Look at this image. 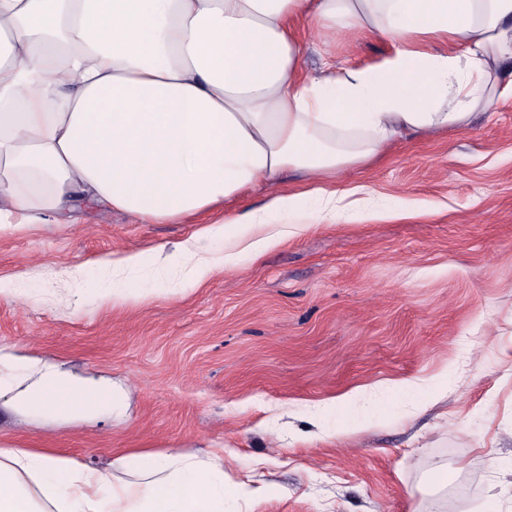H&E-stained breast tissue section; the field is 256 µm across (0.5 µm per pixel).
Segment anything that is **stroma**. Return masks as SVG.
I'll return each mask as SVG.
<instances>
[{
    "mask_svg": "<svg viewBox=\"0 0 512 512\" xmlns=\"http://www.w3.org/2000/svg\"><path fill=\"white\" fill-rule=\"evenodd\" d=\"M305 68L372 63L359 29ZM335 219L303 201L262 258L195 224L87 211L73 224L0 228V350L106 380L120 405L40 418L0 395V445L104 468L128 448H225L229 512H512V97L464 129L390 144L336 179ZM193 241L213 261L110 273L97 260ZM105 288L145 300L98 303Z\"/></svg>",
    "mask_w": 512,
    "mask_h": 512,
    "instance_id": "stroma-1",
    "label": "stroma"
}]
</instances>
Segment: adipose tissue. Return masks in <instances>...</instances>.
Returning <instances> with one entry per match:
<instances>
[{"mask_svg":"<svg viewBox=\"0 0 512 512\" xmlns=\"http://www.w3.org/2000/svg\"><path fill=\"white\" fill-rule=\"evenodd\" d=\"M357 27L382 60L304 71L300 29ZM512 95V0H0V224L85 207L143 224H234L261 256L271 215L395 141L468 126ZM261 209L238 203L259 187ZM17 404L87 419L110 388L45 371ZM224 451L137 449L101 470L0 448V512H225Z\"/></svg>","mask_w":512,"mask_h":512,"instance_id":"obj_1","label":"adipose tissue"}]
</instances>
